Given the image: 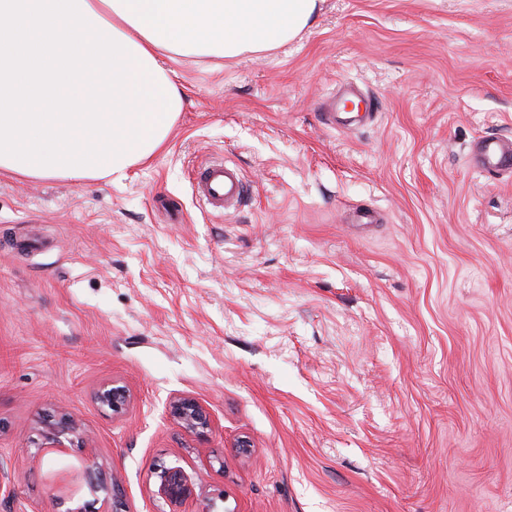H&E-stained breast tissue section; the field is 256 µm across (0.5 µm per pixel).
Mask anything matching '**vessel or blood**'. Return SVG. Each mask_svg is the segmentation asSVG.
Returning a JSON list of instances; mask_svg holds the SVG:
<instances>
[{
    "mask_svg": "<svg viewBox=\"0 0 512 512\" xmlns=\"http://www.w3.org/2000/svg\"><path fill=\"white\" fill-rule=\"evenodd\" d=\"M471 154L487 173H512V141L483 138L474 143ZM192 187L198 200L218 214L230 213L243 196L246 182L237 166L225 161L209 162L196 171Z\"/></svg>",
    "mask_w": 512,
    "mask_h": 512,
    "instance_id": "1",
    "label": "vessel or blood"
}]
</instances>
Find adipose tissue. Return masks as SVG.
<instances>
[{"label": "adipose tissue", "mask_w": 512, "mask_h": 512, "mask_svg": "<svg viewBox=\"0 0 512 512\" xmlns=\"http://www.w3.org/2000/svg\"><path fill=\"white\" fill-rule=\"evenodd\" d=\"M320 0H0V171L118 181L164 146L184 94L162 59L295 38Z\"/></svg>", "instance_id": "adipose-tissue-1"}]
</instances>
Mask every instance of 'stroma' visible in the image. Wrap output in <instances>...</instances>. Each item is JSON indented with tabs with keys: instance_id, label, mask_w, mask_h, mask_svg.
<instances>
[{
	"instance_id": "1",
	"label": "stroma",
	"mask_w": 512,
	"mask_h": 512,
	"mask_svg": "<svg viewBox=\"0 0 512 512\" xmlns=\"http://www.w3.org/2000/svg\"><path fill=\"white\" fill-rule=\"evenodd\" d=\"M171 68L183 109L122 181L0 173V512H97L91 471L114 512H512V177L467 161L512 137V0H321L271 52ZM347 84L374 112L335 130ZM215 158L228 215L191 187ZM60 405L85 440L50 448ZM192 187L204 206L227 215L245 193L246 182L237 166L218 161L201 166L194 174ZM127 397L128 394L125 389L116 387L113 384L111 386H103L96 393L98 403L101 406L110 409L113 414H119L122 412L127 403ZM168 408L171 416L189 435L200 436L214 428L210 412L194 398L175 396L169 400ZM158 493L168 499H180L190 494V480L179 469H161L157 472Z\"/></svg>"
}]
</instances>
